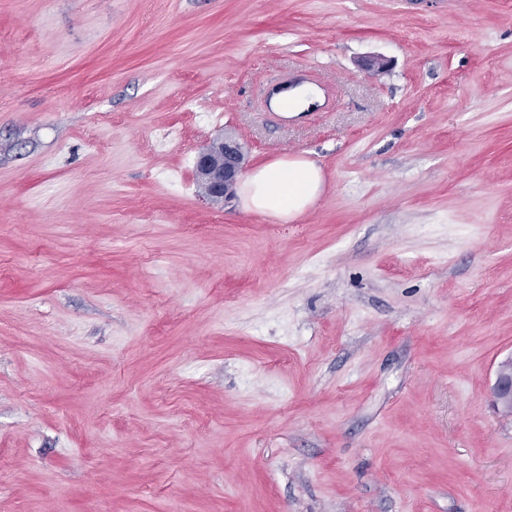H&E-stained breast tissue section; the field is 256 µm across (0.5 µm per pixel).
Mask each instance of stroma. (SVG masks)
Masks as SVG:
<instances>
[{"instance_id": "35a3bbf8", "label": "stroma", "mask_w": 512, "mask_h": 512, "mask_svg": "<svg viewBox=\"0 0 512 512\" xmlns=\"http://www.w3.org/2000/svg\"><path fill=\"white\" fill-rule=\"evenodd\" d=\"M511 354L512 0H0V512H512ZM243 169V153L238 142L216 138L196 158L195 174L210 198L225 200L238 182ZM319 165L296 156L279 158L247 174L238 187L246 210L288 221L302 214L322 192ZM491 396L497 407L512 415V355L498 363Z\"/></svg>"}]
</instances>
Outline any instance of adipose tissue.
I'll return each instance as SVG.
<instances>
[{
    "label": "adipose tissue",
    "instance_id": "1",
    "mask_svg": "<svg viewBox=\"0 0 512 512\" xmlns=\"http://www.w3.org/2000/svg\"><path fill=\"white\" fill-rule=\"evenodd\" d=\"M323 184L315 162L300 156L279 158L247 174L238 195L246 210L288 221L315 202Z\"/></svg>",
    "mask_w": 512,
    "mask_h": 512
}]
</instances>
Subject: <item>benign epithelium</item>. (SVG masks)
Listing matches in <instances>:
<instances>
[{"label": "benign epithelium", "instance_id": "7a95c632", "mask_svg": "<svg viewBox=\"0 0 512 512\" xmlns=\"http://www.w3.org/2000/svg\"><path fill=\"white\" fill-rule=\"evenodd\" d=\"M243 169V153L238 142L218 137L196 158L195 174L206 187V194L226 199L238 182ZM491 396L496 406L512 415V355L501 360L496 368Z\"/></svg>", "mask_w": 512, "mask_h": 512}]
</instances>
